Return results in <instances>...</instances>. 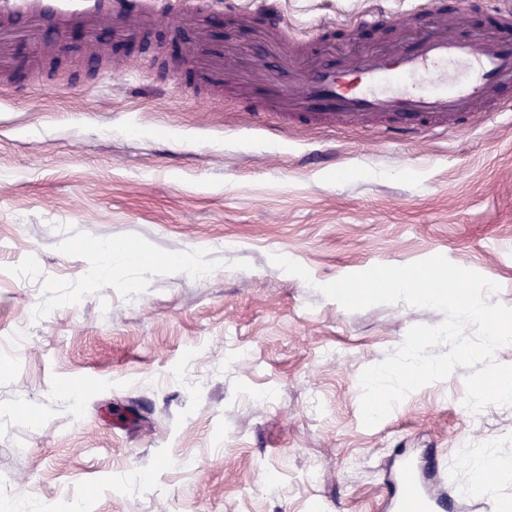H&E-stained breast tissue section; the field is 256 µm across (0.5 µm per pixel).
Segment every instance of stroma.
Masks as SVG:
<instances>
[{"mask_svg": "<svg viewBox=\"0 0 512 512\" xmlns=\"http://www.w3.org/2000/svg\"><path fill=\"white\" fill-rule=\"evenodd\" d=\"M336 53L340 22L383 8L360 45L430 30L404 0H269ZM30 47L0 77V512H385L405 457L448 490L468 437L512 459V406L471 414L466 368L361 423L359 375L441 311H349L321 285L434 255L512 306V115L390 141L316 130L176 81L172 30L104 56ZM129 243L99 287L88 245Z\"/></svg>", "mask_w": 512, "mask_h": 512, "instance_id": "1", "label": "stroma"}]
</instances>
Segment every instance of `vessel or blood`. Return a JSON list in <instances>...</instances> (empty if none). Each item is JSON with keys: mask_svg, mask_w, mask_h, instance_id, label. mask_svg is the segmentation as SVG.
Listing matches in <instances>:
<instances>
[{"mask_svg": "<svg viewBox=\"0 0 512 512\" xmlns=\"http://www.w3.org/2000/svg\"><path fill=\"white\" fill-rule=\"evenodd\" d=\"M223 0H0V74L27 64V49L40 41L49 24L79 21L88 38L78 51L98 53V37L107 29L127 40L174 21L186 33L189 79L195 90L223 88L229 62L246 60L249 80L238 92L254 113L264 102L298 113L307 125L368 127L384 136L422 130L448 131L476 116L511 112L500 89L512 84V37L494 33L458 37L443 26L412 47L396 52L350 51L344 61L322 50L320 39L288 33V23L262 0L235 10L243 26H257L262 42L245 47L224 42L209 28L208 15ZM276 59L267 71L264 57ZM422 462L404 459L392 480L389 512H439L422 479Z\"/></svg>", "mask_w": 512, "mask_h": 512, "instance_id": "1", "label": "vessel or blood"}]
</instances>
